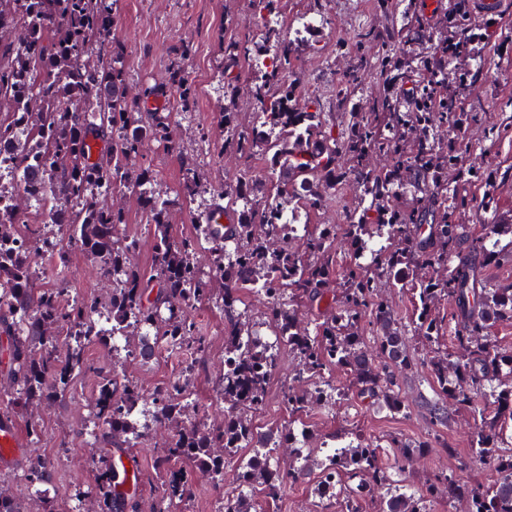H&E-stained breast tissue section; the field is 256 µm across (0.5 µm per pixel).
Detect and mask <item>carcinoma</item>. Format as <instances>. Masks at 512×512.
<instances>
[{"instance_id":"carcinoma-1","label":"carcinoma","mask_w":512,"mask_h":512,"mask_svg":"<svg viewBox=\"0 0 512 512\" xmlns=\"http://www.w3.org/2000/svg\"><path fill=\"white\" fill-rule=\"evenodd\" d=\"M281 3L250 0L260 19L280 13ZM381 3L398 26L390 32L362 30L343 46L355 64L336 87V97L350 106L340 114L323 111L289 79L305 39L288 38L263 23L256 42L224 40L217 74L229 97L237 96L252 60L268 54L271 65L264 76L249 81L257 112L248 124L240 122L238 112L220 113L223 151L240 161L241 173L202 207L198 198L206 188L189 160H182V177L171 193L158 192L153 174L133 164L147 143L176 149L173 117L187 111L191 97L184 71L175 66L164 84L146 83L132 96L108 0H0V102L6 106L0 113V155H11L22 171L30 159L39 162L61 198L49 223L68 231L64 241L41 239L19 206L18 186L0 183V243L20 239L16 250L0 255V334L7 340L6 374L16 385L8 405L17 410L65 397L75 373L86 367V346L95 341L118 354L121 347L112 337H126L130 327L146 331L144 337L159 349L189 352L184 372L190 377L208 336L189 307L210 301L224 307V360L236 363L222 378L220 425L199 429L189 423L190 392L178 380L154 388L153 400L163 403L156 411L136 385L128 383L119 392L112 372L97 371L98 392L112 389V405L96 399L94 439L132 452L142 444L146 419L174 427L153 461L162 486L153 512H179L193 490L192 472L224 487V467L235 448L249 452L239 459L242 489L224 499V512H245L244 501L257 488L265 501L274 502L284 480L305 481L301 450H295L288 472L273 473L262 449L247 437L253 430L249 413L265 405L279 347L292 351L300 373L317 385L313 394L288 389L289 416L302 417L315 394L328 405L344 396L327 380L333 368L348 375L362 399L401 413V380L417 371L408 335L435 347L445 324L463 355L455 359L445 353L424 365L434 385L430 412L442 422L452 401L473 416L479 431L471 452L497 472L495 483L484 487L450 476L409 493L384 466L382 445L360 437L343 449V463L329 462L326 475H336L338 486L355 483L358 499L372 496L379 485L390 486L376 512H417L416 505L429 504L442 487L448 498L467 500L469 512H512V457L503 458L497 445L500 430L512 422V385L492 387L483 406L472 399L486 384L512 378V347L503 348L491 337L499 319L512 318V284L495 287L486 276L491 264L512 262V253L488 245L496 234H512V221L499 219L479 234L459 221L477 193L484 204L493 203L495 177L470 158L488 141L512 139V123H489L485 113L469 109L466 98L444 91L450 74L465 88L482 76L477 45L489 47L496 30L489 23L474 28L468 0H454L429 52L408 58L398 46L428 35L426 17L415 0ZM164 94L174 99L172 111H146L149 100ZM473 125L483 127V140L464 137ZM106 138L112 139V152L89 161L88 142ZM346 185L356 189L357 205L338 235L324 216ZM117 186L135 195L154 228L148 272L133 261L138 244L124 234L126 212L100 202ZM217 208L233 213V220L198 224L194 234L174 236V213L187 211L197 220ZM287 209L307 218L288 240L279 231V215ZM203 249L212 258L207 270L197 262ZM73 250L99 258L112 277L110 330L94 318L96 304L69 299L62 288L33 285V254L46 256L59 278ZM384 282L411 294L406 323L379 295ZM333 283L336 306L302 323L299 308L322 301ZM244 292L272 294L267 322L275 342L256 339L235 310ZM441 300L448 302L446 320L436 314ZM366 314L378 329L375 356L367 353L359 331ZM391 447L400 449L403 470L422 445L394 440ZM50 464V457H34L22 474L38 497L37 512H57L56 501L41 493L51 482ZM118 486L115 469L97 471L89 493L98 512H128ZM89 493L77 489L72 498L78 503Z\"/></svg>"}]
</instances>
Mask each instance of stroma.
<instances>
[{
    "instance_id": "1",
    "label": "stroma",
    "mask_w": 512,
    "mask_h": 512,
    "mask_svg": "<svg viewBox=\"0 0 512 512\" xmlns=\"http://www.w3.org/2000/svg\"><path fill=\"white\" fill-rule=\"evenodd\" d=\"M323 14L325 26L320 36L321 50L310 49L296 64L306 94L316 97L331 112L339 105L333 91L348 61L336 57L338 41L349 40L362 26L389 28L391 18L380 9L376 0H288L283 10V23H290L303 14ZM496 19L503 27V35L495 53L500 61L496 76L487 80L475 92L487 112L488 120L512 122V0H500ZM259 22L254 18L249 0H117L115 29L125 46V63L131 93H138L146 82H162L173 62H181L195 86V95L189 110L178 118L175 140L176 151H167L154 144H146L138 165L148 167L157 179L161 191L173 190L181 177L182 159L196 162L207 188L217 189L232 182L239 173L238 162L223 153L221 144L224 129L218 119L225 107L224 90L215 80L220 62L221 38L238 34H257ZM183 43L190 44L192 53L178 59L175 50ZM208 130L210 139L201 142L200 130ZM474 163L501 178L497 211L486 210L481 202H474L470 211L461 217L462 223L480 227L492 221L495 215L512 214V180L504 173L512 165V141H502L489 152L474 155ZM107 206L124 208L129 222L127 236L137 239L140 250L135 260L142 268L151 265L153 228L147 224L135 196L123 189H114L105 196ZM64 288L69 294L95 301L106 307L112 293L98 264L84 253L75 251L69 257ZM191 315L205 329L209 350L203 356L193 379L195 399L193 417L198 425L208 427L224 419V406L216 399L218 381L224 372V316L210 304H199ZM85 357L91 366L89 372L78 374L66 397L60 401H41L19 410L14 425L23 428L26 420L38 421L43 429L40 442L31 444L32 455L54 458L56 462L51 493L60 506H68L77 487L94 482L95 475L106 455L102 444L90 434V413L97 396L99 379L97 369L109 368L111 351L98 344H90ZM297 362L288 349H280L278 367L274 372L262 411L252 418L261 431L279 429L288 424V408L282 395L288 385L294 384ZM179 373L176 357L159 353L156 360L143 364L135 359L122 363L119 379L135 382L142 392H150L159 382ZM331 377L344 397L338 400L334 411L314 408L303 421L310 434L302 443L308 456L309 476L305 482H285L277 503V512H339L341 503L333 498H319L316 487L321 479L326 458L325 445L337 444L344 433L361 431L366 437L388 443L392 439L423 442L421 455L415 456L405 468L406 485L420 490L440 475L463 478L483 485L493 482L495 473L480 465L467 453L470 440L477 431L472 416L456 406L448 408V424L438 427L432 422L427 400L431 388L419 375H411L401 383L402 396L409 406L408 415L401 416L385 409L372 408L350 390L342 371H333ZM172 434L164 424L150 425L143 443L133 457L139 465L142 485L137 498L139 512H151L159 495V481L153 471L155 450ZM193 494L180 506V512H217L222 497L239 493L240 476L235 465L224 470V487H212L206 475L194 473Z\"/></svg>"
}]
</instances>
